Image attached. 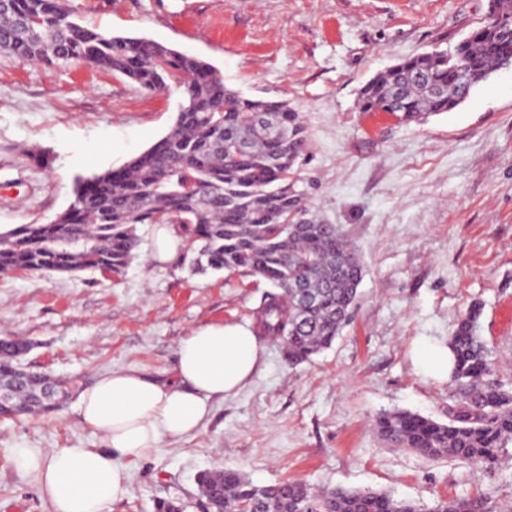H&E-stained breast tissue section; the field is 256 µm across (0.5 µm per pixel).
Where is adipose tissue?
Wrapping results in <instances>:
<instances>
[{"instance_id":"ef3b65f1","label":"adipose tissue","mask_w":512,"mask_h":512,"mask_svg":"<svg viewBox=\"0 0 512 512\" xmlns=\"http://www.w3.org/2000/svg\"><path fill=\"white\" fill-rule=\"evenodd\" d=\"M262 359L252 330L242 324L199 327L179 344L171 378L135 368L101 373L78 400L84 425L98 448H16L14 466L28 475L52 512H110L127 494L126 466L148 458L163 439H179L204 425L211 405L237 394ZM423 376L447 379L453 356L442 341L423 340L413 350Z\"/></svg>"}]
</instances>
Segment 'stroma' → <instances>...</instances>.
I'll list each match as a JSON object with an SVG mask.
<instances>
[{"label": "stroma", "mask_w": 512, "mask_h": 512, "mask_svg": "<svg viewBox=\"0 0 512 512\" xmlns=\"http://www.w3.org/2000/svg\"><path fill=\"white\" fill-rule=\"evenodd\" d=\"M82 24L141 36L214 65L254 98L288 100L306 146L295 189L341 225L365 265L351 323L312 360L288 365L262 339V365L214 404L195 433L163 440L128 466L112 512H154L160 498L200 512L197 477L231 468L256 485L372 488L432 506L482 497L512 512V470L481 474L390 448L372 430L384 411L443 421L451 383L418 374L423 338H448L473 301L481 336L512 359V67L452 111L419 123L367 114L359 88L399 59L448 50L484 22L487 0H67ZM183 100L147 93L83 62L29 65L0 55V226L45 223L70 204L77 175L123 166L164 137ZM45 154L41 165L36 154ZM137 256L104 276L0 273V336L33 347L25 366L87 388L104 371L172 375L181 340L209 324L255 327L270 286L228 271ZM77 398L56 411L0 419V512H49L11 451L100 446Z\"/></svg>", "instance_id": "1"}]
</instances>
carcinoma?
Returning <instances> with one entry per match:
<instances>
[{
	"mask_svg": "<svg viewBox=\"0 0 512 512\" xmlns=\"http://www.w3.org/2000/svg\"><path fill=\"white\" fill-rule=\"evenodd\" d=\"M492 15L450 51L407 57L359 90L362 112L404 122L449 112L495 72L512 66V44L494 39ZM0 54L27 64L84 62L154 92L172 81L184 102L171 130L111 171L79 176L70 206L53 221L19 224L0 245V273L74 274L119 270L133 258L141 224H175L194 254V268L240 272L275 288L257 311L258 333L280 343L290 362L330 348L351 319L364 266L336 224L307 216L294 189L305 143L299 112L288 101L250 98L224 85L221 73L194 57L143 37L114 35L79 22L64 0H11L0 12ZM465 61L472 80L454 78ZM424 73L430 83L415 81ZM401 105L392 107L394 89ZM234 128L243 141L226 132ZM315 292L305 311L295 287ZM481 307L459 317L448 346L453 389L448 421L412 411L382 412L377 437L428 460L451 459L493 470L512 446V369L495 360L478 333ZM32 344L0 336V384L11 387L6 418L54 411L75 385L26 370ZM210 512H486L480 498L440 499L422 508L371 488L314 489L301 481L256 486L232 469L199 479Z\"/></svg>",
	"mask_w": 512,
	"mask_h": 512,
	"instance_id": "carcinoma-1",
	"label": "carcinoma"
}]
</instances>
